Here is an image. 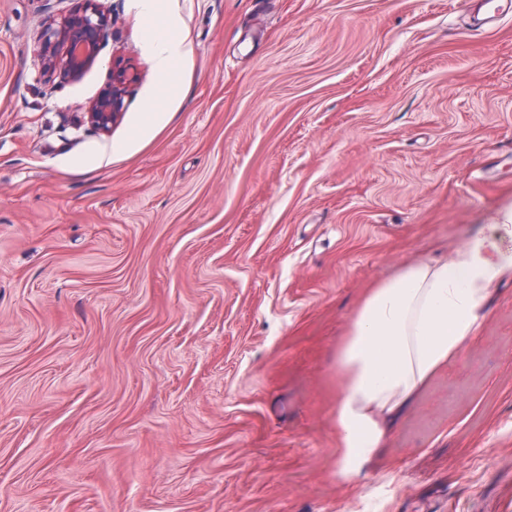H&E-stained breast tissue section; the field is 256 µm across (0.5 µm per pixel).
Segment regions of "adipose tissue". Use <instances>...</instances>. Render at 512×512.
Returning <instances> with one entry per match:
<instances>
[{
  "mask_svg": "<svg viewBox=\"0 0 512 512\" xmlns=\"http://www.w3.org/2000/svg\"><path fill=\"white\" fill-rule=\"evenodd\" d=\"M146 52L169 99L188 48L164 0H138ZM491 234L460 243L450 260L401 267L364 297L336 351L337 472L358 477L385 446L397 417L476 335L496 285L512 279V207Z\"/></svg>",
  "mask_w": 512,
  "mask_h": 512,
  "instance_id": "1",
  "label": "adipose tissue"
}]
</instances>
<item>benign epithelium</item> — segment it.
Masks as SVG:
<instances>
[{
	"instance_id": "7a95c632",
	"label": "benign epithelium",
	"mask_w": 512,
	"mask_h": 512,
	"mask_svg": "<svg viewBox=\"0 0 512 512\" xmlns=\"http://www.w3.org/2000/svg\"><path fill=\"white\" fill-rule=\"evenodd\" d=\"M108 17L97 0H82V5L57 24L44 30L38 50L42 73L75 80L102 50ZM137 81V73L120 61L112 63V82L87 112V123L107 134L121 117L125 98Z\"/></svg>"
}]
</instances>
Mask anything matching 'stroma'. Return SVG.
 I'll use <instances>...</instances> for the list:
<instances>
[{
    "mask_svg": "<svg viewBox=\"0 0 512 512\" xmlns=\"http://www.w3.org/2000/svg\"><path fill=\"white\" fill-rule=\"evenodd\" d=\"M100 2L106 46L48 83L77 0H0V512H512V281L350 483L332 415L368 288L512 207V18L169 0L189 57L148 129L149 29ZM137 73L120 61L112 63V82L87 112V123L97 132L108 134L121 117L125 98L137 81Z\"/></svg>",
    "mask_w": 512,
    "mask_h": 512,
    "instance_id": "1",
    "label": "stroma"
}]
</instances>
